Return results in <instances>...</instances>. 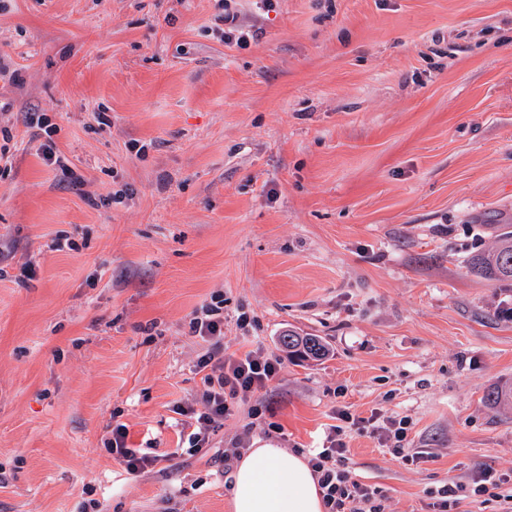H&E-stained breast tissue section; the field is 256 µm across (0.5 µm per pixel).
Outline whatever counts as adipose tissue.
Returning a JSON list of instances; mask_svg holds the SVG:
<instances>
[{
    "label": "adipose tissue",
    "instance_id": "1",
    "mask_svg": "<svg viewBox=\"0 0 512 512\" xmlns=\"http://www.w3.org/2000/svg\"><path fill=\"white\" fill-rule=\"evenodd\" d=\"M230 503L232 512H324L307 460L273 447L249 449L238 459Z\"/></svg>",
    "mask_w": 512,
    "mask_h": 512
}]
</instances>
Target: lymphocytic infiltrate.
Listing matches in <instances>:
<instances>
[{"label": "lymphocytic infiltrate", "mask_w": 512, "mask_h": 512, "mask_svg": "<svg viewBox=\"0 0 512 512\" xmlns=\"http://www.w3.org/2000/svg\"><path fill=\"white\" fill-rule=\"evenodd\" d=\"M193 333L208 342L207 351L196 364L201 375L198 405L179 407L184 416L183 436L190 450L208 447L212 432L221 426L235 404L247 394L261 390L275 379L281 368L276 356L253 354L235 356L224 351V315L220 309L206 308L190 321ZM343 439H330L314 449L309 463L323 492L326 512H384V496L377 489L355 479L346 463Z\"/></svg>", "instance_id": "f902f5d3"}]
</instances>
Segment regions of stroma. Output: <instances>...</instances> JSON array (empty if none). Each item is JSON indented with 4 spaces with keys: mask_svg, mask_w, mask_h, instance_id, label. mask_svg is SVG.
Returning a JSON list of instances; mask_svg holds the SVG:
<instances>
[{
    "mask_svg": "<svg viewBox=\"0 0 512 512\" xmlns=\"http://www.w3.org/2000/svg\"><path fill=\"white\" fill-rule=\"evenodd\" d=\"M229 6L243 42L216 0H0L23 77L0 81V512H231L226 450L310 455L341 409L385 512L485 470L512 494V414L484 403L512 382V280L472 267L512 231V0ZM217 302L225 352L282 369L192 454L175 408ZM289 330L328 357L290 358ZM119 423L156 465L113 458Z\"/></svg>",
    "mask_w": 512,
    "mask_h": 512,
    "instance_id": "35a3bbf8",
    "label": "stroma"
}]
</instances>
